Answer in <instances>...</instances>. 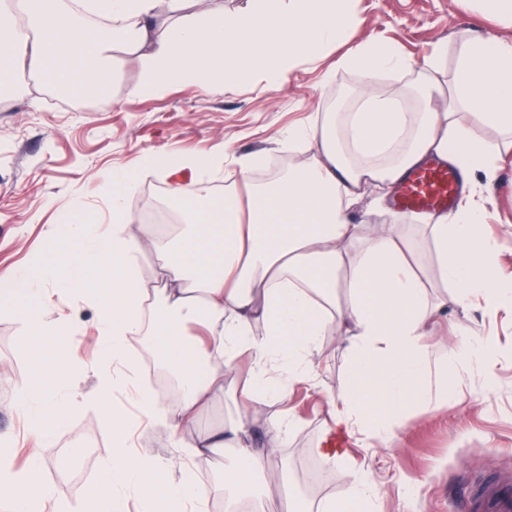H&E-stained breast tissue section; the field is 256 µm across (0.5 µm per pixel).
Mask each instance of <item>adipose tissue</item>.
Instances as JSON below:
<instances>
[{"label": "adipose tissue", "instance_id": "1", "mask_svg": "<svg viewBox=\"0 0 512 512\" xmlns=\"http://www.w3.org/2000/svg\"><path fill=\"white\" fill-rule=\"evenodd\" d=\"M208 2L0 0V33L9 37L0 77L15 81L29 73L93 89L117 52L138 65L130 89L136 96L178 84L243 85L257 74L276 89L300 60L319 57L360 24L355 0H248L246 12L220 17ZM450 53L437 47L419 64L390 42L358 45L341 60L360 82L352 109L289 128L287 172L253 185L248 204L230 187L214 196L200 178V171L220 167L222 154L155 160L170 182L167 202L182 214L178 237L154 224L130 234L127 198L135 181L123 170L101 185L110 203L106 218L87 220L76 207L64 234L48 233L43 258L13 273L19 290L0 294V314L20 324L36 368L17 387L16 408L41 444L74 413L99 407L110 421L112 453L76 506L57 500L38 457L17 470L1 454L0 512H122L131 493L141 512H202L205 493L189 466L132 449L127 416L110 409L120 387L132 390L140 415L167 431L173 447L191 456L230 449L227 512H237L241 494L278 465L296 418L282 411L258 442L248 416L202 432L203 414L223 398L225 375L243 367L253 403L286 400L284 381L307 380L334 331L349 338V382L328 402L330 430H364L380 439L409 407H447L448 391L431 399L417 386L429 371L421 343L447 303L429 296L430 278L455 288L460 308L477 299L493 312L512 309L501 245L483 231L490 188L512 153V46L478 35L459 39L444 88L437 74ZM419 67L418 108L377 92L380 74ZM476 123L483 134L473 131ZM447 158L467 191L453 211L349 222L362 200L371 210H388L410 170ZM146 251L155 263L149 285L138 267ZM62 294L98 313L99 385L87 396L59 387L78 365L75 332L57 315ZM259 323L264 333H256ZM136 338L142 348L135 356ZM143 356L175 376L177 409L144 386Z\"/></svg>", "mask_w": 512, "mask_h": 512}]
</instances>
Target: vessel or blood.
<instances>
[{"instance_id":"obj_1","label":"vessel or blood","mask_w":512,"mask_h":512,"mask_svg":"<svg viewBox=\"0 0 512 512\" xmlns=\"http://www.w3.org/2000/svg\"><path fill=\"white\" fill-rule=\"evenodd\" d=\"M461 179L453 167L431 165L414 170L407 178L398 205L405 211L442 212L452 209ZM478 512H512V489L488 486L476 497Z\"/></svg>"}]
</instances>
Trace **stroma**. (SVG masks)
Instances as JSON below:
<instances>
[{
	"mask_svg": "<svg viewBox=\"0 0 512 512\" xmlns=\"http://www.w3.org/2000/svg\"><path fill=\"white\" fill-rule=\"evenodd\" d=\"M356 9L361 23L348 40L300 63L278 89L257 79L234 89L181 84L158 97H135L128 90L137 72L125 61L95 90L74 83L63 93L22 75L8 97H0V274L44 253L45 232L62 228L68 204L94 218L105 213L108 201L100 185L114 169L136 177L128 206L144 216L154 190L166 186L157 172L142 167L144 156L205 158L225 150L223 167L208 175L206 184L217 194L228 186L243 190L238 158L260 154L271 165L286 159L282 142L288 128L335 109L338 90L355 87L354 72L339 61L366 40L395 43L418 62L436 44L455 46L465 30L512 43V21L464 11L460 0H357ZM489 211L485 229L503 242L501 261L512 268L511 166L491 188ZM59 303L65 321L78 330L81 363H91L98 342L96 309L69 307L64 297ZM20 334L19 323L0 316V435H13L19 444L13 459L18 468L29 455L25 422L14 408L15 388L30 370ZM437 340L450 347L488 342L496 350L483 365L449 364L448 387L456 397L447 409H408L401 426L376 442L356 431L326 434V401L344 391L349 377L345 337L326 336L314 381L290 385L286 404L270 403L252 413L251 429L255 438H264L269 420L291 408L298 425L279 450L282 463L319 460L332 440L346 464L330 469L329 480L305 497L279 471L267 473L263 484L278 497L299 500L304 512H327L331 502L345 499L348 467L365 471L374 485L368 512H466V502L482 487L512 485V315L464 312L452 304L440 320ZM112 404L138 423L139 412L125 392L115 391ZM135 444L165 461L184 455L171 447L164 430L146 425H139ZM37 453L59 500L76 503L112 453L110 426L97 409L82 410ZM190 465L208 492L209 512H224L229 458L218 453L193 458Z\"/></svg>",
	"mask_w": 512,
	"mask_h": 512,
	"instance_id": "obj_1",
	"label": "stroma"
}]
</instances>
